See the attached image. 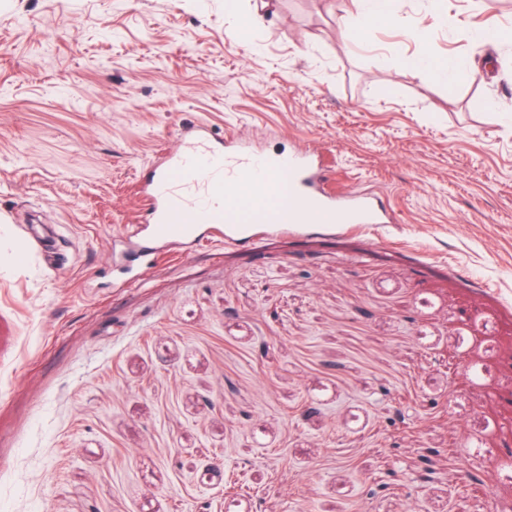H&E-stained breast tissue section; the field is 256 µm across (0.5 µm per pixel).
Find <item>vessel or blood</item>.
<instances>
[{
  "label": "vessel or blood",
  "instance_id": "b4317fda",
  "mask_svg": "<svg viewBox=\"0 0 512 512\" xmlns=\"http://www.w3.org/2000/svg\"><path fill=\"white\" fill-rule=\"evenodd\" d=\"M179 148L153 165L145 186L151 201L148 233L158 242L191 241L202 227L213 238L236 242L259 227H304L331 230L338 224H391L395 218L378 196L367 192L339 195L325 186L319 156L282 152L266 154L232 144L220 146L200 129L182 133ZM283 180L287 209L247 210L230 195L240 183Z\"/></svg>",
  "mask_w": 512,
  "mask_h": 512
}]
</instances>
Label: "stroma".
<instances>
[{
    "label": "stroma",
    "mask_w": 512,
    "mask_h": 512,
    "mask_svg": "<svg viewBox=\"0 0 512 512\" xmlns=\"http://www.w3.org/2000/svg\"><path fill=\"white\" fill-rule=\"evenodd\" d=\"M224 2L0 0V512H512V0ZM190 123L395 221L157 243L130 281ZM349 7L346 1H340L337 7L336 19L342 26H347L356 18L370 20H394L399 17L398 0H351ZM403 66L406 74L429 71L438 82L444 84L455 82L463 72H468L473 80L481 75L479 67L458 57L436 59L428 54H416L405 57Z\"/></svg>",
    "instance_id": "stroma-1"
}]
</instances>
